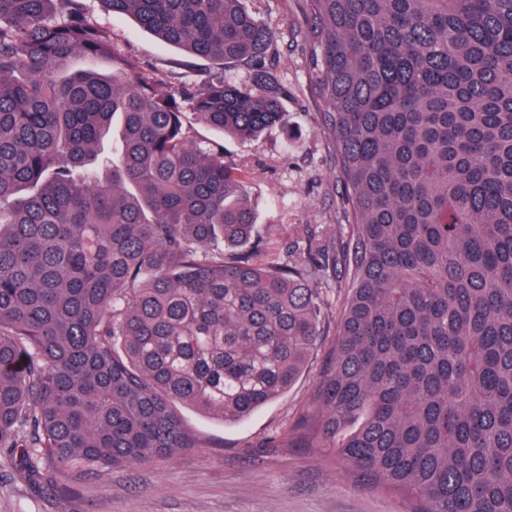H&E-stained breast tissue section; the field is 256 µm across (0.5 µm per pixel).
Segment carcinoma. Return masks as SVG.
<instances>
[{
	"instance_id": "cac0c4a2",
	"label": "carcinoma",
	"mask_w": 512,
	"mask_h": 512,
	"mask_svg": "<svg viewBox=\"0 0 512 512\" xmlns=\"http://www.w3.org/2000/svg\"><path fill=\"white\" fill-rule=\"evenodd\" d=\"M102 2L208 72L166 89L82 0H0V457L67 495L195 447L180 404L245 419L305 369L332 269L289 441L407 512H512V0H301L344 205L335 252L286 255L195 130L283 123L276 32L243 0Z\"/></svg>"
}]
</instances>
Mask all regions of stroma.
<instances>
[{"label":"stroma","mask_w":512,"mask_h":512,"mask_svg":"<svg viewBox=\"0 0 512 512\" xmlns=\"http://www.w3.org/2000/svg\"><path fill=\"white\" fill-rule=\"evenodd\" d=\"M92 21L106 27L118 52L137 59L174 88L200 79V60L160 41L126 16L85 0ZM256 18L277 33L275 73L288 87L286 122L253 141L225 139L224 163L249 170L248 200L263 234L306 248L313 239L336 242L342 187L335 150L321 129L323 102L308 91L300 51L306 20L299 0H247ZM330 278L321 343L288 391L240 422H222L180 406L196 447L144 465L83 476L70 497L32 491L0 460V512H405L397 494L363 487L334 454L287 445L295 421L313 406L323 360L336 339L345 291Z\"/></svg>","instance_id":"1"}]
</instances>
